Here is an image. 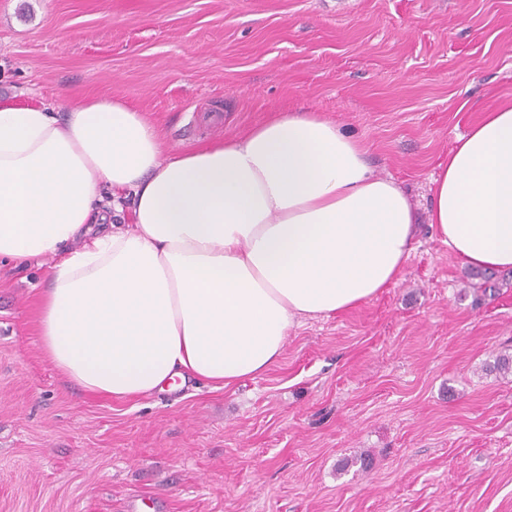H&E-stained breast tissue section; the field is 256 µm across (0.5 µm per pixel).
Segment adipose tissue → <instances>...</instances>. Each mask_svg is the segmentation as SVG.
Wrapping results in <instances>:
<instances>
[{"instance_id": "ef3b65f1", "label": "adipose tissue", "mask_w": 512, "mask_h": 512, "mask_svg": "<svg viewBox=\"0 0 512 512\" xmlns=\"http://www.w3.org/2000/svg\"><path fill=\"white\" fill-rule=\"evenodd\" d=\"M129 201L133 223L112 218ZM428 221L473 267L512 270V105L459 135ZM417 214L362 143L313 112L172 154L122 98H0V261L51 256L49 361L82 390L147 396L265 373L302 320L398 278Z\"/></svg>"}]
</instances>
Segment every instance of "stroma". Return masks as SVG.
Masks as SVG:
<instances>
[{
    "instance_id": "stroma-1",
    "label": "stroma",
    "mask_w": 512,
    "mask_h": 512,
    "mask_svg": "<svg viewBox=\"0 0 512 512\" xmlns=\"http://www.w3.org/2000/svg\"><path fill=\"white\" fill-rule=\"evenodd\" d=\"M0 96H118L167 150L296 110L421 222L399 278L226 390L91 395L45 356L53 258L0 266V512H512V271L426 218L457 135L512 102V0H0Z\"/></svg>"
}]
</instances>
